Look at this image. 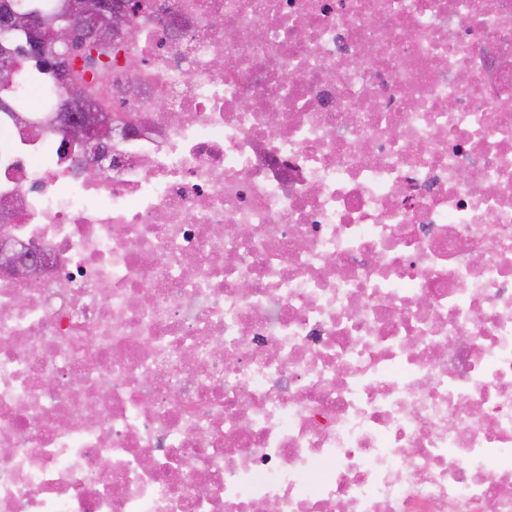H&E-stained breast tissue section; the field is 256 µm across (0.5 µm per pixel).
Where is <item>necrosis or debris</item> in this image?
Segmentation results:
<instances>
[{"mask_svg":"<svg viewBox=\"0 0 512 512\" xmlns=\"http://www.w3.org/2000/svg\"><path fill=\"white\" fill-rule=\"evenodd\" d=\"M0 110V512H512V0H145L99 176Z\"/></svg>","mask_w":512,"mask_h":512,"instance_id":"obj_1","label":"necrosis or debris"}]
</instances>
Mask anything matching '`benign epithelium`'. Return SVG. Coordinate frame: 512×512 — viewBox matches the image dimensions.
<instances>
[{"mask_svg":"<svg viewBox=\"0 0 512 512\" xmlns=\"http://www.w3.org/2000/svg\"><path fill=\"white\" fill-rule=\"evenodd\" d=\"M105 15L104 4L100 0H71L65 16L56 24L47 26L44 19L33 12L18 13L7 11L0 14V39L3 41L19 40L29 49L39 46L41 40L48 37L58 45L69 49L72 47L76 30L82 29L92 38L103 36L99 19ZM56 122L62 134L63 142L81 141L89 149L86 172L94 177L101 169L102 143L112 137V118L107 113H99V119L91 122H75L68 118L67 112H59ZM31 255L11 252L0 247V263L15 270L28 265Z\"/></svg>","mask_w":512,"mask_h":512,"instance_id":"obj_1","label":"benign epithelium"}]
</instances>
